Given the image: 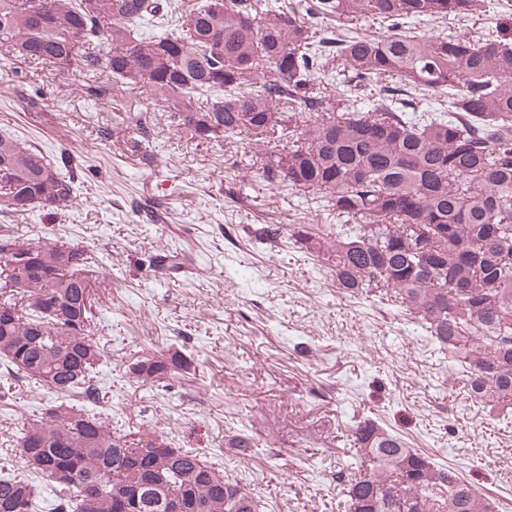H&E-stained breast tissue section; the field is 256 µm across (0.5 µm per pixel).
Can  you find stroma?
Segmentation results:
<instances>
[{
    "instance_id": "35a3bbf8",
    "label": "stroma",
    "mask_w": 512,
    "mask_h": 512,
    "mask_svg": "<svg viewBox=\"0 0 512 512\" xmlns=\"http://www.w3.org/2000/svg\"><path fill=\"white\" fill-rule=\"evenodd\" d=\"M450 28L512 38V0ZM36 92L39 120L21 102ZM147 121L149 145L126 151L100 135L117 125L137 133L115 102L87 101L77 81L33 63L0 61V129L49 156L73 154L86 170L72 209L11 222L24 237L84 247L108 279L93 334L107 350L99 410L113 431L147 426L173 446L202 449L263 512H341L355 475L350 425L370 418L512 512V405L471 400L404 310L338 288L327 262L294 236L302 226L331 238L332 217L246 173V142L195 143L158 108ZM265 224L282 225L277 242L256 240ZM170 251L183 258L173 272L156 263ZM174 352L192 366L160 385L125 373L140 356ZM49 401L17 380L0 386V466L20 469L10 441ZM232 427L257 435L256 457H225Z\"/></svg>"
}]
</instances>
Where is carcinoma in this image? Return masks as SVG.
I'll return each instance as SVG.
<instances>
[{"label":"carcinoma","mask_w":512,"mask_h":512,"mask_svg":"<svg viewBox=\"0 0 512 512\" xmlns=\"http://www.w3.org/2000/svg\"><path fill=\"white\" fill-rule=\"evenodd\" d=\"M488 0H311L309 21L272 0H0V49L82 78L84 94L135 113L138 151L160 103L197 142L249 139L259 178L313 195L336 213L328 243L299 232L331 261L347 292L404 307L466 372L467 395L512 404V42L417 30L486 11ZM336 21V35L319 28ZM101 47V51L90 47ZM336 81V98L322 79ZM82 165L57 161L0 132V216L65 211ZM34 255L23 264L18 256ZM93 257L63 241L34 244L0 227V365L47 390L51 405L23 426L27 475H0V512H37L38 479L54 512H260L259 500L196 450L149 430L112 432L94 412L105 352L91 334ZM173 353L128 373L144 384L186 370ZM76 400L80 405H67ZM360 459L347 512H495L496 503L448 466L372 419L351 430ZM246 430L224 454L249 460ZM65 482L51 479L59 467Z\"/></svg>","instance_id":"carcinoma-1"}]
</instances>
